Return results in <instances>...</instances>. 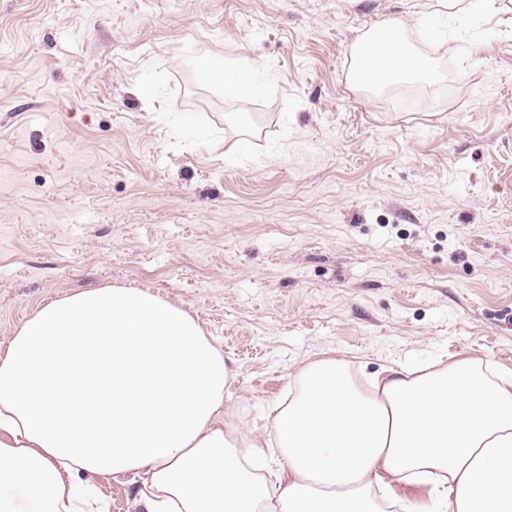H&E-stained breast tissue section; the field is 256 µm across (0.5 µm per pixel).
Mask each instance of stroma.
<instances>
[{
	"label": "stroma",
	"instance_id": "1",
	"mask_svg": "<svg viewBox=\"0 0 512 512\" xmlns=\"http://www.w3.org/2000/svg\"><path fill=\"white\" fill-rule=\"evenodd\" d=\"M415 2L0 0V348L53 299L141 288L218 341L248 430L329 356L512 373V25ZM387 18L434 104L348 84ZM79 480L145 512L135 476Z\"/></svg>",
	"mask_w": 512,
	"mask_h": 512
}]
</instances>
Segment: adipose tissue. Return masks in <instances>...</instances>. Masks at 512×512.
<instances>
[{
    "label": "adipose tissue",
    "mask_w": 512,
    "mask_h": 512,
    "mask_svg": "<svg viewBox=\"0 0 512 512\" xmlns=\"http://www.w3.org/2000/svg\"><path fill=\"white\" fill-rule=\"evenodd\" d=\"M361 89L430 80L401 22L354 48ZM234 372L179 306L107 287L40 307L0 352V512H84L80 473L142 477L146 512H387L390 479L434 512H512V374L462 358L361 388L349 362L299 369L263 433L231 423ZM390 494L412 506L414 512H425L431 504L429 487L414 481H396Z\"/></svg>",
    "instance_id": "obj_1"
}]
</instances>
